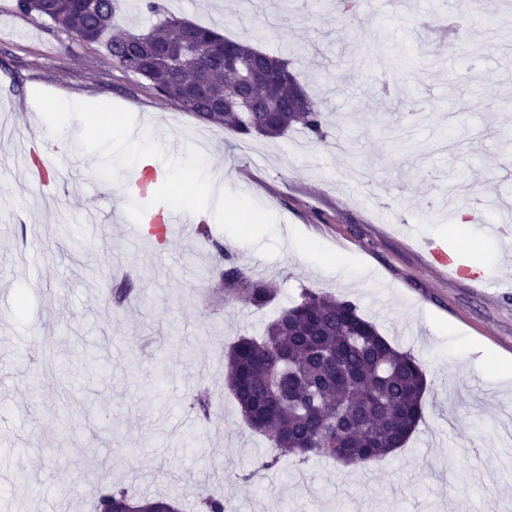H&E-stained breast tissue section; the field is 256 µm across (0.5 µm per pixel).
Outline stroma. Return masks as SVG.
Returning a JSON list of instances; mask_svg holds the SVG:
<instances>
[{"label":"stroma","mask_w":512,"mask_h":512,"mask_svg":"<svg viewBox=\"0 0 512 512\" xmlns=\"http://www.w3.org/2000/svg\"><path fill=\"white\" fill-rule=\"evenodd\" d=\"M177 17L259 49L301 50L293 71L323 101L337 153L301 130L242 138L199 120L77 40L0 0V512H94L88 474L104 467L133 498L196 512L204 494L232 512H504L512 506V230L457 224L449 186L479 191L487 222L512 201V0L479 20L467 0H165ZM279 36H253L252 18ZM86 130L59 147L44 109ZM206 152L224 173L209 239L189 231L135 242L120 209L125 126ZM56 155L55 177L26 190L23 153ZM178 209L207 207L190 171L166 182ZM99 210L86 237L83 214ZM445 240L484 281L453 279L422 242ZM223 245L274 282L257 310L216 287ZM127 288L124 300L115 291ZM355 303L426 374L422 419L383 460L346 466L276 456L244 422L224 380V351L259 335L303 289ZM208 391V413L193 397ZM270 469H263V462Z\"/></svg>","instance_id":"obj_1"}]
</instances>
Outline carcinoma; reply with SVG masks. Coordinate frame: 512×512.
Masks as SVG:
<instances>
[{"label": "carcinoma", "instance_id": "cac0c4a2", "mask_svg": "<svg viewBox=\"0 0 512 512\" xmlns=\"http://www.w3.org/2000/svg\"><path fill=\"white\" fill-rule=\"evenodd\" d=\"M126 0H16L17 10L50 22L85 43L104 42L115 65L141 76L159 96L195 117L242 137L280 138L299 127L324 140L325 112L310 94L295 111L296 75L282 55L260 51L248 40L224 37L168 13L162 0H138L157 22L147 32L123 30L118 16ZM221 45L224 57L202 68L198 54ZM276 74L272 88L246 89L240 72ZM204 95L192 98L198 86ZM224 300L257 309L275 298L271 283L224 256ZM225 380L242 417L281 454L307 462L331 458L365 466L405 446L422 417L426 377L420 363L392 345L357 306L306 289L271 320L261 338L241 337L224 353ZM135 505L141 512L168 499H133L105 486L99 512ZM201 512H227L221 495L200 499Z\"/></svg>", "mask_w": 512, "mask_h": 512}]
</instances>
